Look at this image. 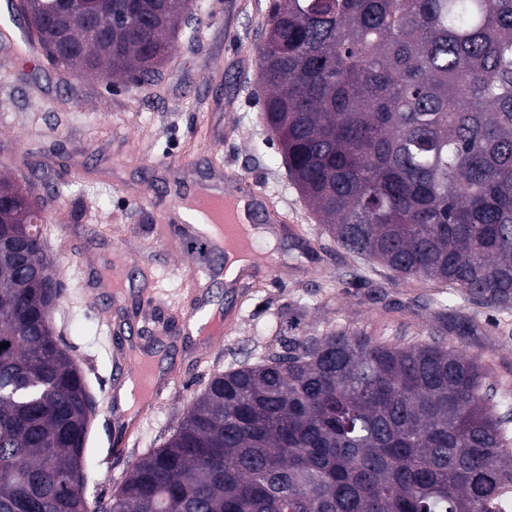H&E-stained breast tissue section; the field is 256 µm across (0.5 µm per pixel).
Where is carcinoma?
Wrapping results in <instances>:
<instances>
[{
	"instance_id": "carcinoma-1",
	"label": "carcinoma",
	"mask_w": 512,
	"mask_h": 512,
	"mask_svg": "<svg viewBox=\"0 0 512 512\" xmlns=\"http://www.w3.org/2000/svg\"><path fill=\"white\" fill-rule=\"evenodd\" d=\"M40 0L60 72L155 78L194 0ZM143 21L133 27L126 18ZM263 119L336 242L402 280L512 305V0H269ZM44 203L0 178V512H505L508 418L438 342L302 336L214 374L109 502L83 493L94 412L58 336Z\"/></svg>"
}]
</instances>
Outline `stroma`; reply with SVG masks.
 <instances>
[{
	"label": "stroma",
	"mask_w": 512,
	"mask_h": 512,
	"mask_svg": "<svg viewBox=\"0 0 512 512\" xmlns=\"http://www.w3.org/2000/svg\"><path fill=\"white\" fill-rule=\"evenodd\" d=\"M194 39L150 84L60 76L35 45L0 41V171L45 202L46 253L63 287L52 312L96 402L84 493L110 498L143 449L158 447L211 377L289 339L346 333L388 343L444 341L479 357L512 409V308L460 299L453 288L399 279L342 248L292 185L277 141L261 120L257 48L268 0H196ZM34 64H23V56ZM45 153L33 170L32 151ZM258 182L287 207L299 233L276 230L232 283L193 273L217 268L213 251H192L173 196L216 179L211 159ZM121 279L105 288L107 274ZM230 324L202 344L181 319L195 301ZM136 348L160 369L163 392L125 436L115 351Z\"/></svg>",
	"instance_id": "1"
}]
</instances>
